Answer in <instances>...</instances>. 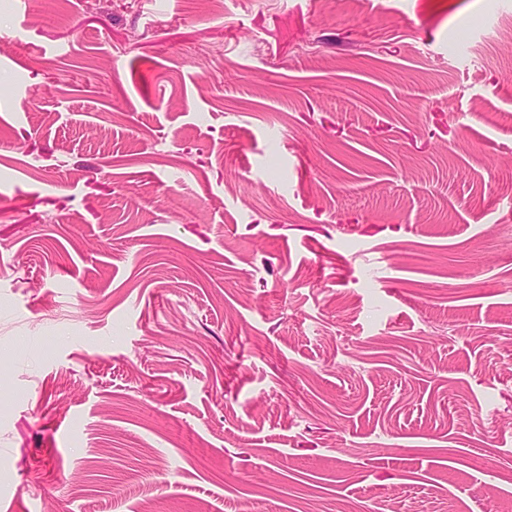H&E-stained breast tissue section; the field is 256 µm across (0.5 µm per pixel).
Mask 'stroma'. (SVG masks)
Segmentation results:
<instances>
[{
	"label": "stroma",
	"mask_w": 512,
	"mask_h": 512,
	"mask_svg": "<svg viewBox=\"0 0 512 512\" xmlns=\"http://www.w3.org/2000/svg\"><path fill=\"white\" fill-rule=\"evenodd\" d=\"M512 0H0V512H512Z\"/></svg>",
	"instance_id": "35a3bbf8"
}]
</instances>
